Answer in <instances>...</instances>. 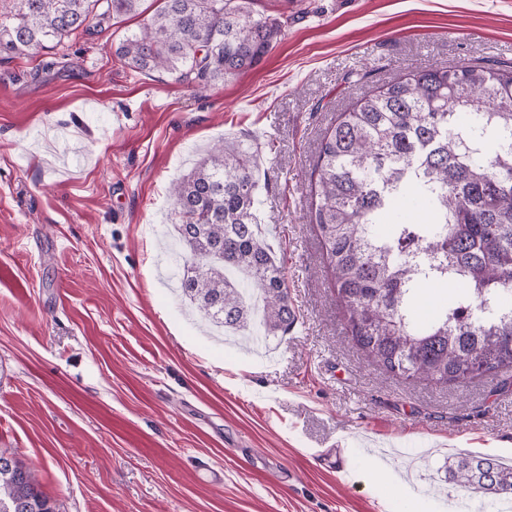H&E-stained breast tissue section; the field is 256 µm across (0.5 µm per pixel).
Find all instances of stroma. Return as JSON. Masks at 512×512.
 Here are the masks:
<instances>
[{
	"label": "stroma",
	"instance_id": "1",
	"mask_svg": "<svg viewBox=\"0 0 512 512\" xmlns=\"http://www.w3.org/2000/svg\"><path fill=\"white\" fill-rule=\"evenodd\" d=\"M157 6L0 59V448L58 512H512L448 480L464 454L512 465V396L370 362L309 219L337 115L406 66L512 62V0H254L279 44L203 92L116 57ZM221 140L263 149L299 316L265 358L159 267L170 184Z\"/></svg>",
	"mask_w": 512,
	"mask_h": 512
}]
</instances>
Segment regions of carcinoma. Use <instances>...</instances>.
I'll use <instances>...</instances> for the list:
<instances>
[{
	"instance_id": "1",
	"label": "carcinoma",
	"mask_w": 512,
	"mask_h": 512,
	"mask_svg": "<svg viewBox=\"0 0 512 512\" xmlns=\"http://www.w3.org/2000/svg\"><path fill=\"white\" fill-rule=\"evenodd\" d=\"M141 0H13L0 11V55L53 49L90 26L139 13ZM254 0H160L116 49L127 67L163 70L207 88L256 67L282 22ZM259 154L218 143L172 184L183 252L179 288L209 320L241 331L244 290L263 303L264 337L298 317L283 266L262 234ZM310 221L353 344L405 380L463 384L512 368V65L411 67L342 112L324 134ZM415 195L433 222L394 221ZM456 281L461 292L419 321L418 287ZM467 489L512 492V466L481 456L452 461ZM0 512H56L37 473L0 449Z\"/></svg>"
}]
</instances>
